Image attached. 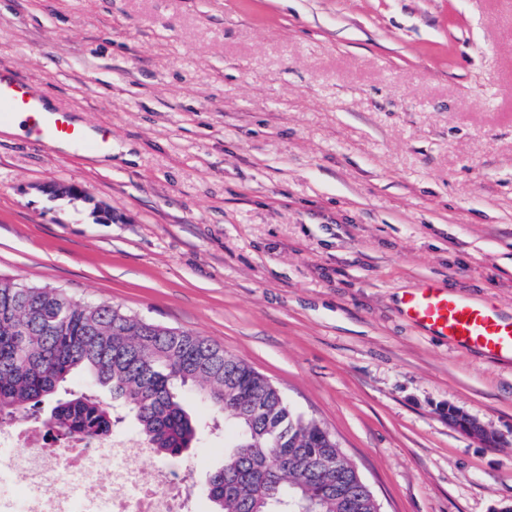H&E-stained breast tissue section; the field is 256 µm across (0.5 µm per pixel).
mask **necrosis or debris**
Listing matches in <instances>:
<instances>
[{"label": "necrosis or debris", "instance_id": "1", "mask_svg": "<svg viewBox=\"0 0 512 512\" xmlns=\"http://www.w3.org/2000/svg\"><path fill=\"white\" fill-rule=\"evenodd\" d=\"M17 447L18 493L0 495V512H195L181 472L157 469L142 479L149 448L115 433L58 431L49 420L0 424V445Z\"/></svg>", "mask_w": 512, "mask_h": 512}]
</instances>
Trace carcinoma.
I'll return each instance as SVG.
<instances>
[{
  "instance_id": "obj_1",
  "label": "carcinoma",
  "mask_w": 512,
  "mask_h": 512,
  "mask_svg": "<svg viewBox=\"0 0 512 512\" xmlns=\"http://www.w3.org/2000/svg\"><path fill=\"white\" fill-rule=\"evenodd\" d=\"M80 374L132 413L161 458L182 454L197 439L201 424L184 409V390L230 422L224 463L205 476L214 512H371L369 491L352 467L319 469L336 456L335 439L224 348L118 306L0 279V421L22 408L39 417L50 401L61 431H111L122 418L95 392L67 389Z\"/></svg>"
}]
</instances>
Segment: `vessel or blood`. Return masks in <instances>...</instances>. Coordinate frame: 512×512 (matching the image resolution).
<instances>
[{"instance_id":"1","label":"vessel or blood","mask_w":512,"mask_h":512,"mask_svg":"<svg viewBox=\"0 0 512 512\" xmlns=\"http://www.w3.org/2000/svg\"><path fill=\"white\" fill-rule=\"evenodd\" d=\"M20 121L26 138L73 149H99L108 130L78 122L67 103L47 104L35 83L0 67V121ZM407 318L435 336L482 351L494 359H512V318L495 304L473 303L449 293L436 281L424 282L402 301Z\"/></svg>"}]
</instances>
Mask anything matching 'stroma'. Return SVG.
Masks as SVG:
<instances>
[{
	"instance_id": "obj_1",
	"label": "stroma",
	"mask_w": 512,
	"mask_h": 512,
	"mask_svg": "<svg viewBox=\"0 0 512 512\" xmlns=\"http://www.w3.org/2000/svg\"><path fill=\"white\" fill-rule=\"evenodd\" d=\"M0 66L112 138L0 133L1 278L223 346L382 512L512 505V361L401 307L434 279L512 316V0H0ZM223 462L171 460L198 512ZM452 410L454 414V426L457 429L481 441H489L491 435L476 419L454 409Z\"/></svg>"
}]
</instances>
